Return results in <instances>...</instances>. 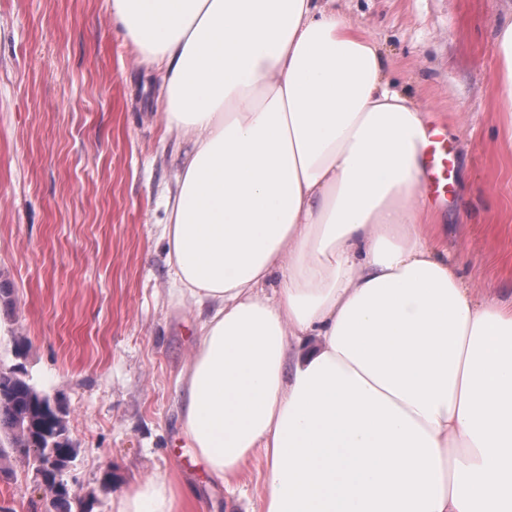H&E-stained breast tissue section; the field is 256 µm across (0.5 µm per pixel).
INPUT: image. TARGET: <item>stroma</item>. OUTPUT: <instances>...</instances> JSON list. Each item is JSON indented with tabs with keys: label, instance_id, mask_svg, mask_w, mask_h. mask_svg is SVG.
Listing matches in <instances>:
<instances>
[{
	"label": "stroma",
	"instance_id": "obj_1",
	"mask_svg": "<svg viewBox=\"0 0 512 512\" xmlns=\"http://www.w3.org/2000/svg\"><path fill=\"white\" fill-rule=\"evenodd\" d=\"M385 71L443 121L453 163L432 217L474 287L512 299V114L495 33L512 0H336ZM160 81L108 0H0V367L58 398L64 478L114 512L169 475L190 512H259L266 461L218 481L187 446L181 371L201 314L169 292L163 197L185 144ZM27 458L0 447V512H47Z\"/></svg>",
	"mask_w": 512,
	"mask_h": 512
}]
</instances>
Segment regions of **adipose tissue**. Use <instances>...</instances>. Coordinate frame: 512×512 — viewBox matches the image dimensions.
Here are the masks:
<instances>
[{
    "mask_svg": "<svg viewBox=\"0 0 512 512\" xmlns=\"http://www.w3.org/2000/svg\"><path fill=\"white\" fill-rule=\"evenodd\" d=\"M158 70L174 295L208 317L182 427L261 512H512V301L420 199L426 125L335 0H109ZM163 476L116 512H185Z\"/></svg>",
    "mask_w": 512,
    "mask_h": 512,
    "instance_id": "ef3b65f1",
    "label": "adipose tissue"
}]
</instances>
